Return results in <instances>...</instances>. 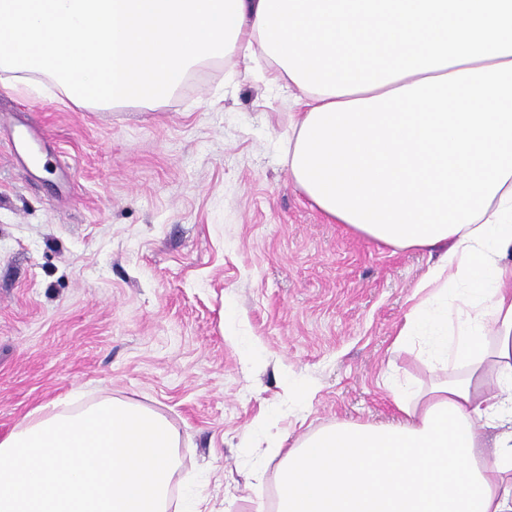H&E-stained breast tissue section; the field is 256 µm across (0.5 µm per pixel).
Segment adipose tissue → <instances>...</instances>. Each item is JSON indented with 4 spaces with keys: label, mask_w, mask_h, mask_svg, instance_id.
<instances>
[{
    "label": "adipose tissue",
    "mask_w": 512,
    "mask_h": 512,
    "mask_svg": "<svg viewBox=\"0 0 512 512\" xmlns=\"http://www.w3.org/2000/svg\"><path fill=\"white\" fill-rule=\"evenodd\" d=\"M298 92L288 172L329 219L439 260L392 345L436 375L387 424L283 456L276 512H512V0H0V73L154 105L213 57ZM180 436L110 396L0 438V512H210Z\"/></svg>",
    "instance_id": "obj_1"
}]
</instances>
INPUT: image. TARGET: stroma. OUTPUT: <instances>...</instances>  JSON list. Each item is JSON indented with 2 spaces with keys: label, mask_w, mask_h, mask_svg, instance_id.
Here are the masks:
<instances>
[{
  "label": "stroma",
  "mask_w": 512,
  "mask_h": 512,
  "mask_svg": "<svg viewBox=\"0 0 512 512\" xmlns=\"http://www.w3.org/2000/svg\"><path fill=\"white\" fill-rule=\"evenodd\" d=\"M269 71L215 58L152 108L0 82V437L77 388L123 398L179 432L174 497L254 512L282 450L390 421L388 372L429 383L392 343L432 258L306 199Z\"/></svg>",
  "instance_id": "obj_1"
}]
</instances>
